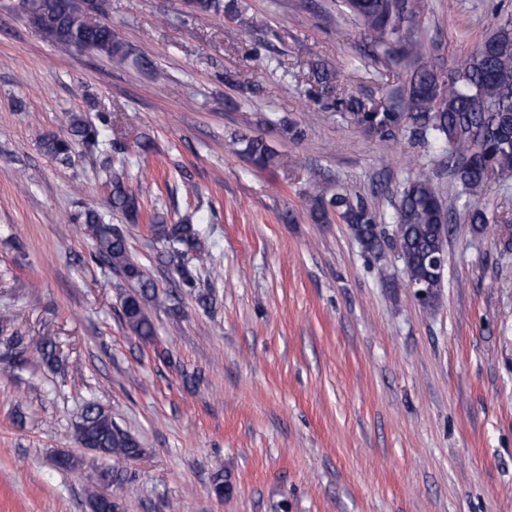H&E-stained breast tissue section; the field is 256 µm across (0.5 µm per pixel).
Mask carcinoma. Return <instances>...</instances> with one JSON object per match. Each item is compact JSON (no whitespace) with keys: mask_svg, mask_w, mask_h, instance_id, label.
I'll return each instance as SVG.
<instances>
[{"mask_svg":"<svg viewBox=\"0 0 512 512\" xmlns=\"http://www.w3.org/2000/svg\"><path fill=\"white\" fill-rule=\"evenodd\" d=\"M338 6L361 21L370 39V60L393 57L409 61L413 68L403 84L382 100L334 97L329 85L333 75L317 70L314 80L321 92L331 97L329 106L356 115L385 142L395 140L396 133L406 129L425 144L440 145L461 186L457 201L465 221L480 230L489 224L509 223L508 216L482 203L481 195L490 182L512 171V16L501 19L473 51L443 71L421 63L425 44L416 31L414 0H338ZM188 8L200 16L237 15L232 0H189ZM28 9L32 14L52 12L54 24L47 36L58 44L108 56L127 54L121 32L100 21L109 13L110 0H29ZM69 126L71 139L50 137L44 141L45 151L59 157L80 146L89 160H95L102 145L100 130L77 116L70 118ZM232 148L260 168L270 166L275 158V151L258 136L238 134L232 138ZM308 197L315 223L325 224L335 215L367 251H383L387 231L362 197L344 190L329 195L318 183L308 190ZM111 206L129 217L138 216V200L118 177L112 179ZM85 222L94 229L95 260L137 285V291L122 301L125 325L140 339H151L155 328L145 303L152 301L177 317L181 312L177 298L159 294L156 283L130 258L118 227L104 223L94 211L86 212ZM450 222L437 184L428 177L408 182L394 218L393 240L408 283L428 281L435 288L426 310L436 308L443 287V277L430 265V259L446 254ZM151 228L161 245L160 262L179 275L184 286L195 287L192 271L211 258L200 231L193 224H166L158 216L152 219ZM0 338L16 359L24 360L29 343L11 327V318L5 313L0 314ZM75 435L82 447L112 461L95 467V482L101 487L119 481L125 465L144 453L139 442L95 402L83 408ZM88 507L90 512H124L119 499L97 490L89 492Z\"/></svg>","mask_w":512,"mask_h":512,"instance_id":"carcinoma-1","label":"carcinoma"}]
</instances>
